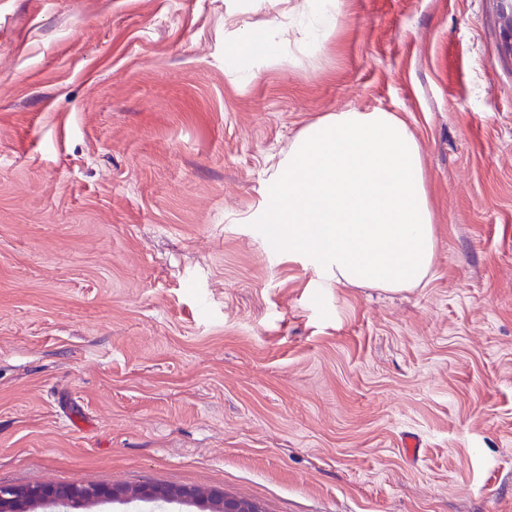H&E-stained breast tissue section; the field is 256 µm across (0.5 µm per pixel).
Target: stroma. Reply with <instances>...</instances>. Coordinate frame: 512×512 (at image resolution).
<instances>
[{
	"label": "stroma",
	"instance_id": "1",
	"mask_svg": "<svg viewBox=\"0 0 512 512\" xmlns=\"http://www.w3.org/2000/svg\"><path fill=\"white\" fill-rule=\"evenodd\" d=\"M499 12L340 0L327 32L295 0H0V483L512 512ZM254 38L286 65L225 64ZM374 110L416 135L433 214L431 273L401 292L252 226L303 128Z\"/></svg>",
	"mask_w": 512,
	"mask_h": 512
}]
</instances>
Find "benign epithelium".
<instances>
[{"instance_id":"benign-epithelium-1","label":"benign epithelium","mask_w":512,"mask_h":512,"mask_svg":"<svg viewBox=\"0 0 512 512\" xmlns=\"http://www.w3.org/2000/svg\"><path fill=\"white\" fill-rule=\"evenodd\" d=\"M500 20L505 33V52L512 56V0H501ZM90 500L206 506L209 512H264L254 501L214 491L205 494L191 488L168 489L146 484L127 491L120 486L0 484V512H27L37 505L44 512H71Z\"/></svg>"}]
</instances>
